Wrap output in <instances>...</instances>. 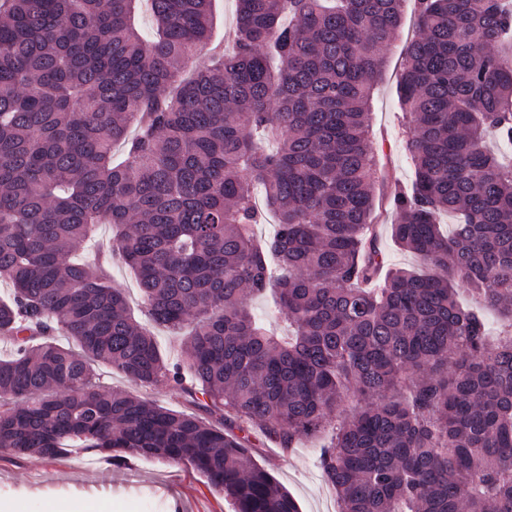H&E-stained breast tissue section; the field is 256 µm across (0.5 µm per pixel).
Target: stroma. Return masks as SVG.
Segmentation results:
<instances>
[{"instance_id":"obj_1","label":"stroma","mask_w":512,"mask_h":512,"mask_svg":"<svg viewBox=\"0 0 512 512\" xmlns=\"http://www.w3.org/2000/svg\"><path fill=\"white\" fill-rule=\"evenodd\" d=\"M419 33L416 0H405L402 26L385 53L384 67L374 88L370 125L378 145L382 178L376 187L374 221L377 245L388 264L415 268L414 255L401 250L392 240L389 226L394 215L385 199L395 185L409 184L413 172L403 149V128L397 81L403 66V51ZM112 228L97 225L93 239L97 259L114 282L126 288L131 306H138L139 292L133 275L107 258ZM99 382L107 388L131 390L140 398L177 411L188 404L166 387L131 385L121 374L103 367ZM327 434L298 441L289 451L266 442L255 447L258 462L276 477L297 500L301 512H338L335 493L326 485L316 466ZM68 502L86 512H229L222 495L191 467L158 460H135L123 469L87 457L54 462L35 457L0 453V512H49L52 505Z\"/></svg>"}]
</instances>
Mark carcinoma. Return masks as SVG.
I'll return each mask as SVG.
<instances>
[{
    "mask_svg": "<svg viewBox=\"0 0 512 512\" xmlns=\"http://www.w3.org/2000/svg\"><path fill=\"white\" fill-rule=\"evenodd\" d=\"M402 2L236 0L200 66L212 0H0L1 453L184 464L233 512H299L252 438L287 450L336 418L318 464L339 512H512V331L489 344L484 315L512 322V168L487 146L512 142V8L417 0L391 237L420 273L369 230L368 107ZM102 223L143 322L74 260ZM272 288L286 340L249 306ZM148 323L188 329L179 357ZM99 363L194 411L98 385ZM236 0H214V35L208 45V52L203 50L200 55L199 63L206 64L208 56H212L215 51L224 49L227 33L233 26L235 20Z\"/></svg>",
    "mask_w": 512,
    "mask_h": 512,
    "instance_id": "1",
    "label": "carcinoma"
}]
</instances>
